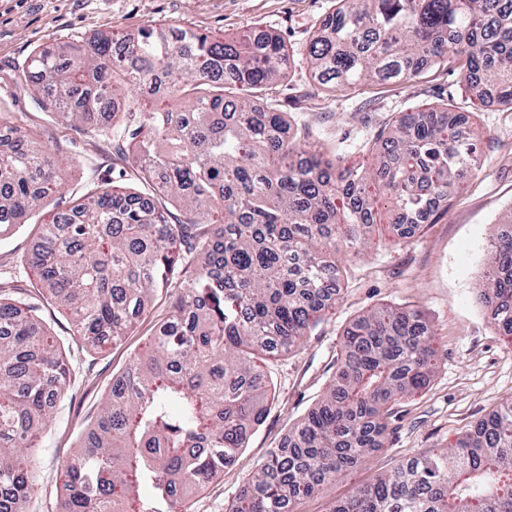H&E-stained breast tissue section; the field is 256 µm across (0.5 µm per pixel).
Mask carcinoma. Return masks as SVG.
<instances>
[{
  "label": "carcinoma",
  "mask_w": 512,
  "mask_h": 512,
  "mask_svg": "<svg viewBox=\"0 0 512 512\" xmlns=\"http://www.w3.org/2000/svg\"><path fill=\"white\" fill-rule=\"evenodd\" d=\"M321 85L408 80L450 59L475 96L512 109V0H337L307 47ZM289 68L270 33L213 39L153 27L39 50L22 71L56 114L133 154L147 188L91 185L28 257L46 302L102 349L128 335L153 292L177 284L147 348L112 382L64 465L67 512H188L267 411L263 356L299 346L340 292L336 253L370 243L374 203L393 223L428 222L478 169L448 105L398 113L372 144L375 168L290 141L263 98ZM0 230L63 188L62 161L5 122ZM183 218L169 221L167 202ZM480 297L512 336V232L490 244ZM440 353L416 311L380 307L345 332L342 363L228 512H296L301 500L384 446L393 406L426 387ZM59 340L0 289V512H26L24 451L69 381ZM153 495L139 494L143 485ZM330 512H512V399L446 451L399 461Z\"/></svg>",
  "instance_id": "cac0c4a2"
}]
</instances>
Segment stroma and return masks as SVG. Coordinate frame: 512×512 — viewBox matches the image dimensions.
Segmentation results:
<instances>
[{
    "label": "stroma",
    "instance_id": "stroma-1",
    "mask_svg": "<svg viewBox=\"0 0 512 512\" xmlns=\"http://www.w3.org/2000/svg\"><path fill=\"white\" fill-rule=\"evenodd\" d=\"M335 0H0V113L26 128L51 151L67 156L61 195L0 239V286L37 308L60 339L71 379L32 450L35 492L27 512H62L61 472L79 451L80 435L103 405L113 380L130 366L169 314L177 291L155 293L150 311L122 341L92 350L74 337L69 316L46 303L26 257L41 225L68 212L90 183L110 187L138 182L131 157L85 134L44 108L20 72L47 45H84L100 33L117 36L145 26L187 28L214 38L271 32L291 58L286 76L266 95L286 112L294 132L325 156L359 161L397 113L447 104L465 120L478 146L477 174L442 202L428 224L404 237L387 200L378 204L376 243L361 254L341 253L338 300L302 344L264 362L270 401L234 464L192 496L190 512H227L240 487L290 426L320 400L341 358L349 324L374 307L417 311L434 332L440 363L429 384L395 407L384 448L303 500L298 512H329L333 501L390 471L402 458L448 449L498 404L512 398V337L500 333L477 290L487 251L501 222L512 215V110L478 102L463 92L456 62L427 68L404 82L367 83L329 91L317 86L305 49Z\"/></svg>",
    "mask_w": 512,
    "mask_h": 512
}]
</instances>
